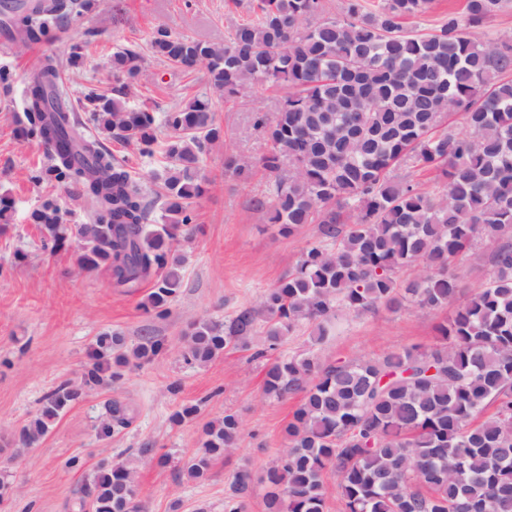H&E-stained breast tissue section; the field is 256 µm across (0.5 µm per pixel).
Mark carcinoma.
Masks as SVG:
<instances>
[{"label":"carcinoma","mask_w":512,"mask_h":512,"mask_svg":"<svg viewBox=\"0 0 512 512\" xmlns=\"http://www.w3.org/2000/svg\"><path fill=\"white\" fill-rule=\"evenodd\" d=\"M506 2L464 0L463 16L450 12L424 32L411 24L431 0H347L337 15L326 0H250L222 43L161 26L150 35L155 58L183 73L204 68L226 102L256 82L284 88L273 114H253L269 151L256 163L227 154L224 173L267 174L258 207L280 235L317 225L258 305L188 326L186 364L249 350L258 332L263 348L253 359L302 326L320 344L341 310L360 317L381 307L455 305L428 348L334 362L311 350L282 352L266 363L264 396L300 400L286 448L261 478L265 512H327L329 478L343 512H512V33L473 32ZM92 7L93 0H0L8 20L0 29L23 47L50 42ZM142 63L135 50L114 52L116 95L91 89L76 104L57 58L43 55L25 81L19 133L47 154L35 179L74 190L95 209L93 223L66 224L58 201H43L28 215L43 247L53 252L75 239L81 270H103L128 293L153 283L143 309L164 319L182 287L180 244L194 234L193 205L211 184L205 158L224 140V126L206 94L166 112L151 101L131 104L127 91L141 80ZM450 108L466 131L448 126ZM161 127L169 131L163 142ZM102 134L144 159L161 156L159 190ZM410 168L431 175L429 189ZM486 240L496 243L487 260ZM485 260L487 279L463 295L456 268ZM414 265L417 277L401 279ZM165 351L156 336L132 346L120 331L97 337L79 378L47 396L18 442L36 444L71 403L120 377L130 359ZM133 420L114 400L96 430L109 438ZM241 429L239 415L224 412L184 475L207 479L213 462L237 448ZM253 488L250 471L236 472L224 512H247ZM73 508L145 512L131 462L101 465Z\"/></svg>","instance_id":"carcinoma-1"}]
</instances>
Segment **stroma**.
<instances>
[{
  "label": "stroma",
  "instance_id": "35a3bbf8",
  "mask_svg": "<svg viewBox=\"0 0 512 512\" xmlns=\"http://www.w3.org/2000/svg\"><path fill=\"white\" fill-rule=\"evenodd\" d=\"M244 15V7L234 0H96L95 9L66 22L53 43L21 49L0 33V66H9L18 76L10 89L0 88V194H10L16 203L11 224L0 234V468L13 486L12 494L0 502V512H70V504L92 482L101 463L125 459L136 463L138 497L146 512H196L200 507L224 512L234 474L246 469L262 475L284 446L296 403L263 399L264 361L251 360L246 351L227 350L198 367L185 365L180 356V339L190 323L221 320L258 303L296 264L316 233L309 224L294 236L278 235L253 205L263 196L264 173L243 183L224 172L225 154L253 161L267 152V140L253 126V109L260 101L273 109L279 89L253 86L218 110L224 140L207 155L205 173L211 185L194 206L199 229L182 244L183 286L164 319L144 312L147 288L127 294L113 288L105 273L79 271L75 247L52 254L42 250L39 232L27 220L31 210L55 198L67 223L89 224L93 209L76 193L32 181V171L45 165L47 156L38 143L17 135L23 81L43 54L53 53L65 62L70 47L83 44V65L67 66L63 75L65 88L78 99L91 88L111 92L113 52L138 44L144 72L128 97L133 102L154 100L166 111L207 87L201 74L185 75L155 59L148 45L151 32L162 26L175 35L220 42ZM19 251L25 255L20 262L15 259ZM448 315L445 309L410 307L382 308L357 318L345 314L326 343L311 346L302 328L288 336L284 349L312 350L325 361L377 357L412 345H432L437 326ZM113 329L123 331L132 345L144 330H151L168 349L152 361L131 363L121 378L71 404L36 445H20L19 430L38 413L46 396L63 380L76 378L96 336ZM175 381L181 390L174 395L169 386ZM113 400L133 409L134 422L102 439L96 425ZM185 404L199 405V413L173 424L172 413ZM228 411L242 420L237 449L213 465L208 480L177 479L183 463L200 448L204 425ZM148 440L165 448L167 465L138 459L137 448ZM73 457L80 459V467H67Z\"/></svg>",
  "mask_w": 512,
  "mask_h": 512
}]
</instances>
